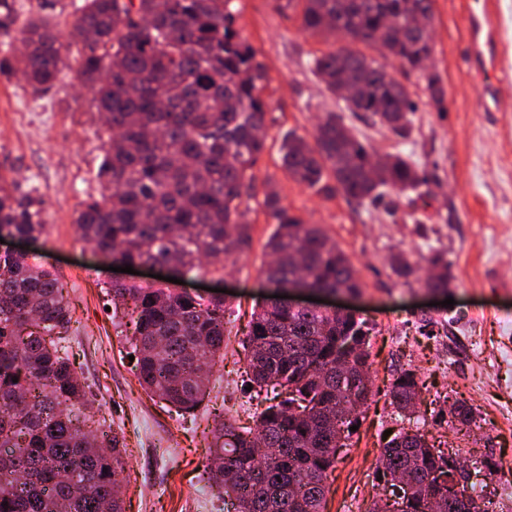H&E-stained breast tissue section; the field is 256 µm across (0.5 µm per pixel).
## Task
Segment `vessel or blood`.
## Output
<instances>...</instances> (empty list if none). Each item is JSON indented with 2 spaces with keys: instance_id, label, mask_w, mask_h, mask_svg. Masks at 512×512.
Masks as SVG:
<instances>
[{
  "instance_id": "b4317fda",
  "label": "vessel or blood",
  "mask_w": 512,
  "mask_h": 512,
  "mask_svg": "<svg viewBox=\"0 0 512 512\" xmlns=\"http://www.w3.org/2000/svg\"><path fill=\"white\" fill-rule=\"evenodd\" d=\"M466 26L463 61L466 73L481 89L477 108L482 112L499 111L496 85L500 79L512 77V67L500 54L503 31L496 0H477L466 16Z\"/></svg>"
}]
</instances>
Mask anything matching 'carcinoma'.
Instances as JSON below:
<instances>
[{
	"label": "carcinoma",
	"instance_id": "1",
	"mask_svg": "<svg viewBox=\"0 0 512 512\" xmlns=\"http://www.w3.org/2000/svg\"><path fill=\"white\" fill-rule=\"evenodd\" d=\"M299 12L301 29L324 40L340 33L380 52L399 71L419 73L434 107L445 93L437 74L421 69L434 51L417 22L433 24L432 0H276ZM70 30L45 16H22L0 0V36L22 49L0 58V76L16 75L39 94L65 67L105 118L98 188L76 213L80 240L106 262H144L169 276H207L251 240L242 199L267 148L264 65L237 28L233 0H70ZM80 46L72 59L71 46ZM315 74L332 95L348 80L349 112L399 137L411 132L417 104L397 77L360 50L332 49ZM282 165L299 184L377 204L428 182L404 154L372 162V148L342 115L327 113L312 139L288 134ZM262 205L276 224L261 275L273 288L301 284L358 293L362 285L345 253L317 224L282 204L275 187ZM44 200L0 173V237L38 240ZM423 287L446 293L451 277L440 253ZM113 310L133 305L137 377L152 396L190 410L224 359L222 299L192 297L169 281L112 282ZM73 315L66 287L37 253L0 255V512H123L117 472L122 437L88 414L90 401L71 359ZM370 328L347 314L260 307L246 339L248 382L283 398L258 413L255 429L219 420L213 430L210 479L231 501L226 512H323L325 479L369 390ZM18 382H13V379ZM391 404L414 419L417 374L402 369ZM376 476L382 494L372 512H489L483 497L458 498L439 483L454 468L419 427L385 437Z\"/></svg>",
	"mask_w": 512,
	"mask_h": 512
}]
</instances>
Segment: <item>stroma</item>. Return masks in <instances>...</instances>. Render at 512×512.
I'll return each mask as SVG.
<instances>
[{
  "instance_id": "1",
  "label": "stroma",
  "mask_w": 512,
  "mask_h": 512,
  "mask_svg": "<svg viewBox=\"0 0 512 512\" xmlns=\"http://www.w3.org/2000/svg\"><path fill=\"white\" fill-rule=\"evenodd\" d=\"M239 4L238 27L267 72L268 147L243 199L251 245L213 276L214 287L226 292L227 347L208 377V399L192 412L145 393L131 359L133 327H115L106 309V283L144 285L148 275L103 270L73 223L96 191L103 157L105 135L91 95L68 69L37 96L21 80L0 81V172L36 186L44 199L46 233L37 247L67 284L75 307L77 373L125 439L124 512H224L223 497L208 481L210 429L224 415L251 423L274 397L270 390H246L240 345L251 314L272 293L260 276L263 246L274 229L262 206L270 183L291 211L321 225L357 270L362 293L351 305L373 335L372 396L328 475L324 512H371L379 435L407 424L389 403L390 380L409 366L422 382L415 416L429 442L464 458L471 483L487 489L494 512H512V81L498 86L501 111H478L480 88L461 65L468 0H433V70L445 90V109L428 104L419 74L401 75L418 104L411 136L401 140L343 112L325 91L314 59L328 45L302 31L295 11L279 12L273 0ZM337 111L377 153L411 155L428 172V185L397 197L388 209L354 207L291 180L280 158L283 136H311L321 117ZM436 251L452 275L451 307L430 305L420 282ZM398 253L414 266L410 277L395 273L391 259ZM460 402L472 406L474 417L466 425L449 424L448 410Z\"/></svg>"
}]
</instances>
